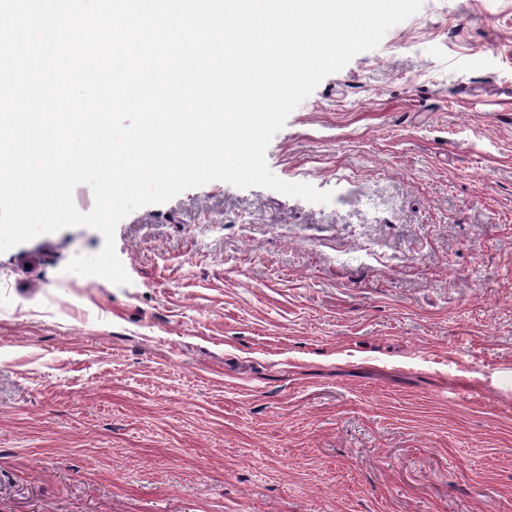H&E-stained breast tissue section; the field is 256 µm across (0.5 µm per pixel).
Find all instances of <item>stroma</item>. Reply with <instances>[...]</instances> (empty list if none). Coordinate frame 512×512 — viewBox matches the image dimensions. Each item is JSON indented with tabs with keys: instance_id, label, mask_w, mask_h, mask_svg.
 I'll list each match as a JSON object with an SVG mask.
<instances>
[{
	"instance_id": "35a3bbf8",
	"label": "stroma",
	"mask_w": 512,
	"mask_h": 512,
	"mask_svg": "<svg viewBox=\"0 0 512 512\" xmlns=\"http://www.w3.org/2000/svg\"><path fill=\"white\" fill-rule=\"evenodd\" d=\"M214 181L0 253V512H512V0H423ZM371 246L366 266L336 254Z\"/></svg>"
}]
</instances>
